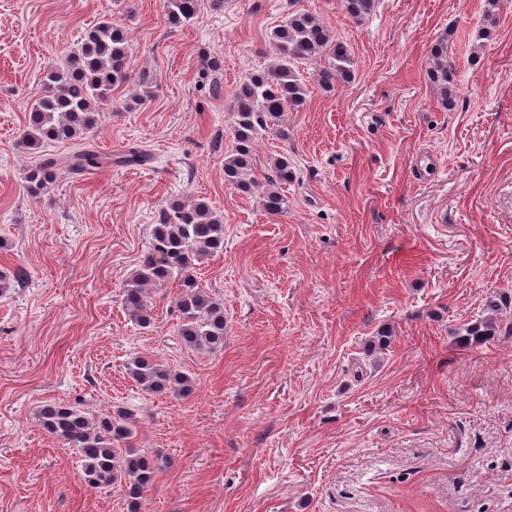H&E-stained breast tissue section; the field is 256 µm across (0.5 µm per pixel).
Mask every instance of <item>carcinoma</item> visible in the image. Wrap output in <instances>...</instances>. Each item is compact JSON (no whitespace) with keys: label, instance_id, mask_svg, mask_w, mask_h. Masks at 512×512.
I'll use <instances>...</instances> for the list:
<instances>
[{"label":"carcinoma","instance_id":"1","mask_svg":"<svg viewBox=\"0 0 512 512\" xmlns=\"http://www.w3.org/2000/svg\"><path fill=\"white\" fill-rule=\"evenodd\" d=\"M377 0H342L343 10L360 22L372 15ZM163 9L174 25H190L199 18V0H163ZM275 56L266 67L251 73L232 94L233 150L224 155V182L245 193L258 195L263 209L279 216L288 212L286 187L297 179L290 157L267 159L265 171L256 177L253 146L259 136H288V113L306 101V79L299 64L317 63L318 84L326 91L354 76V60L347 47L314 13L300 10L275 26L268 36ZM129 40L122 28L103 18L86 33L81 46L63 54L45 76L41 94L28 112L21 137L32 155L26 181L37 194L52 184L60 170L91 171L112 163L92 150L66 156L44 152L49 142L74 140L98 127L102 106L112 103L115 88L129 81ZM430 81L440 91L442 105L450 110L457 97L459 75L448 58V42L438 40L430 51ZM148 155L130 147L118 156L123 166H141ZM224 250V222L203 199L175 201L164 208L151 225L150 240L138 268L125 280L120 302L128 318L146 328L154 317L151 293L176 283L180 288L175 306L177 334L182 344L200 352L224 348L227 321L224 303L201 286L194 275L195 262ZM497 326L488 317L464 328L465 339L481 341L495 335ZM131 380L152 394L184 397L194 381L171 365L144 356H132L125 364ZM47 434L75 450L85 482L105 490L114 484L124 488L130 512L148 491L159 466L136 447L133 424L127 415L91 414L83 402L51 404L38 414Z\"/></svg>","mask_w":512,"mask_h":512}]
</instances>
